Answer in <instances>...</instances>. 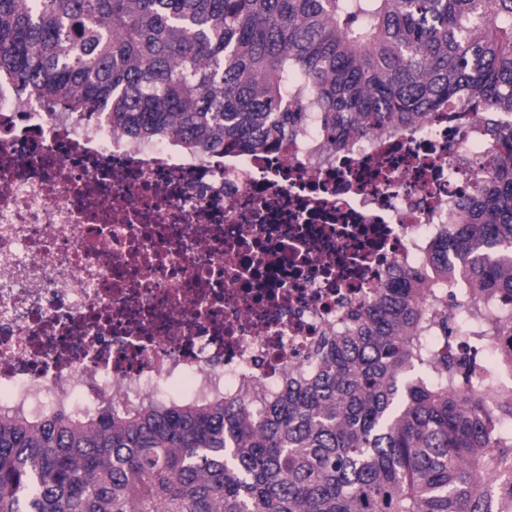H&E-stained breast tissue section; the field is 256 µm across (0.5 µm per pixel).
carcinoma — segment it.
<instances>
[{"label":"carcinoma","instance_id":"cac0c4a2","mask_svg":"<svg viewBox=\"0 0 512 512\" xmlns=\"http://www.w3.org/2000/svg\"><path fill=\"white\" fill-rule=\"evenodd\" d=\"M182 148L512 112V0H0V83ZM426 262L278 393L0 414V512H512V125ZM459 264L448 266V248ZM454 307L484 360L448 358Z\"/></svg>","mask_w":512,"mask_h":512}]
</instances>
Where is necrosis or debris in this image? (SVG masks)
<instances>
[{
	"mask_svg": "<svg viewBox=\"0 0 512 512\" xmlns=\"http://www.w3.org/2000/svg\"><path fill=\"white\" fill-rule=\"evenodd\" d=\"M465 103L400 131L198 155L0 85V411L280 391L412 268L497 151Z\"/></svg>",
	"mask_w": 512,
	"mask_h": 512,
	"instance_id": "1",
	"label": "necrosis or debris"
}]
</instances>
